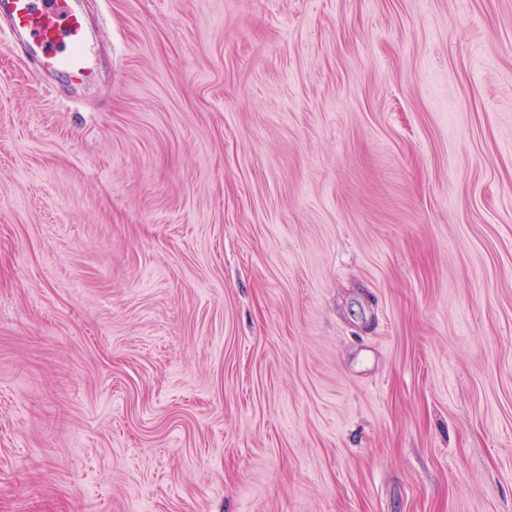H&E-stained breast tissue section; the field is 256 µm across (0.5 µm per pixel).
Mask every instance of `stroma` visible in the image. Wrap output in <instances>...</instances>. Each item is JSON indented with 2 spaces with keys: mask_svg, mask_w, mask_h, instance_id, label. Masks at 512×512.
Wrapping results in <instances>:
<instances>
[{
  "mask_svg": "<svg viewBox=\"0 0 512 512\" xmlns=\"http://www.w3.org/2000/svg\"><path fill=\"white\" fill-rule=\"evenodd\" d=\"M0 21V512H512V0ZM78 1L1 0L0 15L10 18L12 36L26 45L42 69L86 76L89 38Z\"/></svg>",
  "mask_w": 512,
  "mask_h": 512,
  "instance_id": "1",
  "label": "stroma"
}]
</instances>
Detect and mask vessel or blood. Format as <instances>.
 <instances>
[{"instance_id": "1", "label": "vessel or blood", "mask_w": 512, "mask_h": 512, "mask_svg": "<svg viewBox=\"0 0 512 512\" xmlns=\"http://www.w3.org/2000/svg\"><path fill=\"white\" fill-rule=\"evenodd\" d=\"M78 0H0V15L11 20L12 36L22 41L41 68L72 76L90 71L89 38Z\"/></svg>"}]
</instances>
